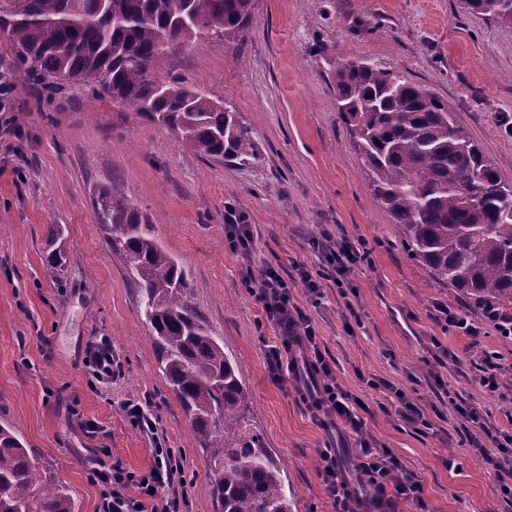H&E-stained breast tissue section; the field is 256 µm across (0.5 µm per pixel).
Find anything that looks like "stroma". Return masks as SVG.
I'll return each mask as SVG.
<instances>
[{"mask_svg":"<svg viewBox=\"0 0 512 512\" xmlns=\"http://www.w3.org/2000/svg\"><path fill=\"white\" fill-rule=\"evenodd\" d=\"M354 57L447 102L512 182V24L469 12L461 0H256L234 47L199 39L161 58L159 75L184 76L251 130L257 157L245 162L192 151L73 82L15 94L17 122L0 127V424L65 487L74 512H98L101 502L89 457L141 474L159 444L184 472L157 504L175 497L180 512H217L210 458L159 369L137 290L96 220L93 197L102 187L133 204L186 270L192 302L239 366L250 422L283 470L293 512H337L319 468L328 446L353 493L364 496L357 436L303 400L315 388L306 367L275 380L280 332L243 283L246 263L224 236L229 211L251 226L257 268L290 274L300 262L314 273L322 260L313 240L364 244L369 259L351 278V298L331 284L315 305L303 285L292 290L322 352L362 404L367 432L420 481L428 512H512L461 435L450 400L480 408L493 428L504 426L507 408L475 378L480 350L433 319L439 304L475 319L481 310L408 254L370 195L332 80L338 62ZM53 224L64 232L60 273L45 264ZM103 339L116 373L102 381L86 357ZM443 346L456 361L440 358ZM405 398L423 409L428 428L403 419ZM128 401L149 403L156 437L130 423Z\"/></svg>","mask_w":512,"mask_h":512,"instance_id":"stroma-1","label":"stroma"}]
</instances>
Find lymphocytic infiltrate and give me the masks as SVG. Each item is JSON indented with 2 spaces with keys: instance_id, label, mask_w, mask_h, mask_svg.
<instances>
[{
  "instance_id": "obj_1",
  "label": "lymphocytic infiltrate",
  "mask_w": 512,
  "mask_h": 512,
  "mask_svg": "<svg viewBox=\"0 0 512 512\" xmlns=\"http://www.w3.org/2000/svg\"><path fill=\"white\" fill-rule=\"evenodd\" d=\"M224 221L229 247L247 262L246 286L268 319L280 330L282 346L288 355V370H296L302 364L317 375L319 385L312 396L313 408L322 411L330 420L344 422L357 434L359 468L373 490L370 505L374 512H391L393 505L400 501H411L417 507H424L421 483L403 475L392 453L377 447L373 438L365 435V422L357 412L358 399L338 381L334 367L320 349L317 328L295 303L280 270L270 265L257 270L251 265L253 236L250 226L241 223L239 217L231 212L227 213ZM315 249L328 268L325 279L314 278L306 267L297 269L299 282L314 302L323 298L326 282L344 287L355 269L368 259L365 249L348 240H319ZM434 320L444 330L469 337L475 347L479 346L484 327L488 324L499 336L512 340V314L507 315L494 308L485 310L482 320L476 321L461 309L440 305L435 309ZM455 411L465 423L474 427L475 432L469 442L476 450L478 461L493 470L501 497L512 501V412L506 416V427L484 438L479 434L484 426V417L476 408L462 402L456 404ZM180 471L173 452L167 448L156 449L153 466L138 476L118 465L95 469L97 480L109 487L103 495L99 512H147L146 501L156 498L160 489L172 485Z\"/></svg>"
}]
</instances>
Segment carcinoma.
Here are the masks:
<instances>
[{
  "label": "carcinoma",
  "mask_w": 512,
  "mask_h": 512,
  "mask_svg": "<svg viewBox=\"0 0 512 512\" xmlns=\"http://www.w3.org/2000/svg\"><path fill=\"white\" fill-rule=\"evenodd\" d=\"M498 21L512 0H462ZM255 0H0V32L21 74L46 89L73 81L125 105L212 159L255 156L233 111L157 63L199 38L226 47L247 29ZM337 109L370 170L372 196L438 281L477 303L512 308V203L480 145L441 98L380 63L346 60L333 73ZM112 256L131 272L161 372L215 467L220 512H292L282 470L247 421L250 395L187 293L184 268L154 240L131 204L93 198ZM47 266L66 263L62 232L48 234ZM0 512H73L16 434L0 426Z\"/></svg>",
  "instance_id": "cac0c4a2"
}]
</instances>
